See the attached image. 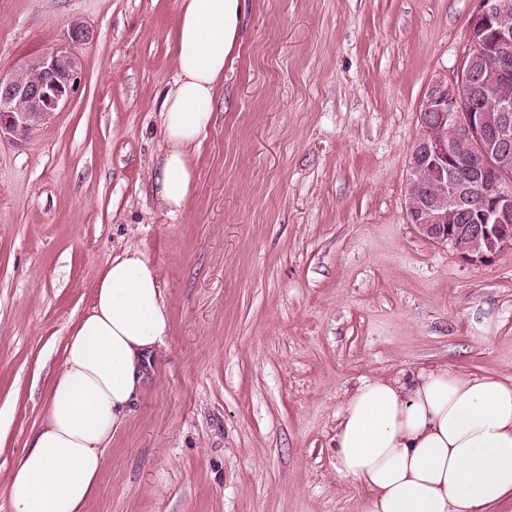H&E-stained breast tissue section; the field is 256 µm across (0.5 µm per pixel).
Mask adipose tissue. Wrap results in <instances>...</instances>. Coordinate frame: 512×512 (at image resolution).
<instances>
[{"instance_id":"adipose-tissue-1","label":"adipose tissue","mask_w":512,"mask_h":512,"mask_svg":"<svg viewBox=\"0 0 512 512\" xmlns=\"http://www.w3.org/2000/svg\"><path fill=\"white\" fill-rule=\"evenodd\" d=\"M240 15L241 0L179 2L176 78L161 104L164 144L149 185L167 215L194 195V154L215 121ZM170 333L156 258L146 242L127 244L64 339L41 422L8 479L11 512H85L112 433ZM333 442L336 479L362 490L361 512H496L512 501V379L444 365L362 378Z\"/></svg>"}]
</instances>
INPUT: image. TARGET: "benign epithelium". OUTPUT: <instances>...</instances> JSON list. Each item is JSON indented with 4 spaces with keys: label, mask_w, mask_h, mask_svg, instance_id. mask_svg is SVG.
<instances>
[{
    "label": "benign epithelium",
    "mask_w": 512,
    "mask_h": 512,
    "mask_svg": "<svg viewBox=\"0 0 512 512\" xmlns=\"http://www.w3.org/2000/svg\"><path fill=\"white\" fill-rule=\"evenodd\" d=\"M469 20L470 60L458 81L437 78L429 85L424 104L457 129L456 137L419 141L409 158V170H427L430 183L444 188L429 193L414 180L408 183V223L427 238L459 247L465 236L472 246L463 255L488 258L512 242V190L499 170L512 166V30L502 19L512 13V0H476ZM84 24H71L67 38L31 57L18 71L0 76V141L20 144L51 122L81 79L82 64L75 46L92 41ZM493 58L490 76L502 84L497 114L490 116L477 103L478 83L485 59ZM485 136L498 154L491 165L475 155L472 142ZM468 205L469 224L453 229L451 216Z\"/></svg>",
    "instance_id": "benign-epithelium-1"
}]
</instances>
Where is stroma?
Returning a JSON list of instances; mask_svg holds the SVG:
<instances>
[{"label": "stroma", "mask_w": 512, "mask_h": 512, "mask_svg": "<svg viewBox=\"0 0 512 512\" xmlns=\"http://www.w3.org/2000/svg\"><path fill=\"white\" fill-rule=\"evenodd\" d=\"M244 2L170 216L149 180L179 0H0L2 75L73 20L96 33L56 117L0 142V512L62 342L129 242L154 251L172 331L86 512H359L332 438L361 378H512V244L472 262L406 216L421 105L460 67L474 0Z\"/></svg>", "instance_id": "1"}]
</instances>
